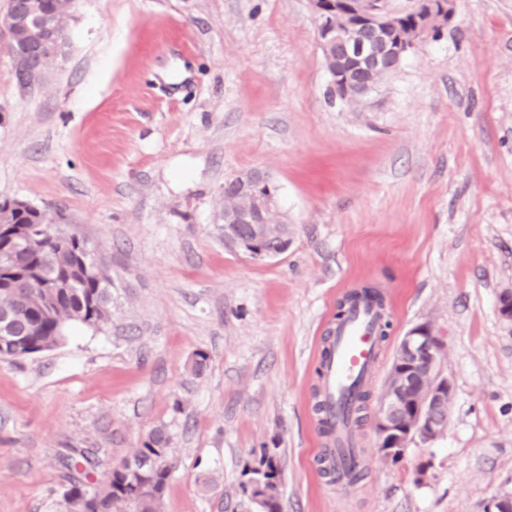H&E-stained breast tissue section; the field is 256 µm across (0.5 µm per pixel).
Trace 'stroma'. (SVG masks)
I'll return each mask as SVG.
<instances>
[{"label":"stroma","mask_w":512,"mask_h":512,"mask_svg":"<svg viewBox=\"0 0 512 512\" xmlns=\"http://www.w3.org/2000/svg\"><path fill=\"white\" fill-rule=\"evenodd\" d=\"M0 0V200L111 256L110 328L0 360V512H65L167 425L163 512H485L512 491V0H456L363 106L329 93L308 0H79L64 57L23 84ZM258 169L287 251L225 248L224 184ZM371 283L390 327L368 389L365 478L326 476L319 351ZM428 323L453 383L444 431L386 461L374 429L402 336ZM208 356L202 375L192 364ZM243 476L247 477L243 484L244 493L263 497V512H281L279 502L280 469L274 454L264 451L257 466H246Z\"/></svg>","instance_id":"35a3bbf8"}]
</instances>
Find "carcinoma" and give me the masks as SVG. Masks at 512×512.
<instances>
[{"mask_svg": "<svg viewBox=\"0 0 512 512\" xmlns=\"http://www.w3.org/2000/svg\"><path fill=\"white\" fill-rule=\"evenodd\" d=\"M36 8L50 15L55 35L67 41L66 18L74 12L72 0H33ZM10 19V50L37 42L13 15V0H7ZM15 230L0 235V315H8L7 337L0 336V359L16 360L50 351L75 324L102 330L112 325V279L106 257L88 259L85 239L52 223L36 207H9L0 202V225ZM171 436L166 426L154 427L132 458L139 463L132 472L120 464L106 480L84 481L78 464L65 463L69 471L66 504L85 501L86 512H161L165 489L176 469L169 456ZM244 493L262 496L265 512H281L280 469L275 455L264 452L256 466H246Z\"/></svg>", "mask_w": 512, "mask_h": 512, "instance_id": "1", "label": "carcinoma"}]
</instances>
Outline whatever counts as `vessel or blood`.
I'll use <instances>...</instances> for the list:
<instances>
[{
	"instance_id": "b4317fda",
	"label": "vessel or blood",
	"mask_w": 512,
	"mask_h": 512,
	"mask_svg": "<svg viewBox=\"0 0 512 512\" xmlns=\"http://www.w3.org/2000/svg\"><path fill=\"white\" fill-rule=\"evenodd\" d=\"M379 308L369 302L341 325L332 337V344L320 363L322 413L327 425L331 454L327 460L337 478H344L353 466L364 465L366 452L359 448L350 409L357 395L373 382L379 365V341L376 323Z\"/></svg>"
}]
</instances>
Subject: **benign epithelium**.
Instances as JSON below:
<instances>
[{
	"label": "benign epithelium",
	"mask_w": 512,
	"mask_h": 512,
	"mask_svg": "<svg viewBox=\"0 0 512 512\" xmlns=\"http://www.w3.org/2000/svg\"><path fill=\"white\" fill-rule=\"evenodd\" d=\"M318 25L320 46L325 55L337 56V67L328 72L333 83L353 89L364 100L375 89V77L396 65L411 52L419 40L433 29L448 24L454 15V0H430L424 18L409 37L399 36L398 17L387 0H349L341 24H336L334 0H308ZM65 45L55 33L42 29L34 50L17 59L22 78L37 76L42 56H59ZM247 194L253 206L224 209V246L242 251L255 259L276 258L279 253L265 247L268 227L279 223L278 196L275 187L259 171L233 180L224 187V198ZM441 337L429 324H418L401 338L399 353L391 365L387 383L379 400L374 422L383 454L389 460L403 455L416 437L431 440L440 434L453 384L438 370Z\"/></svg>",
	"instance_id": "7a95c632"
}]
</instances>
